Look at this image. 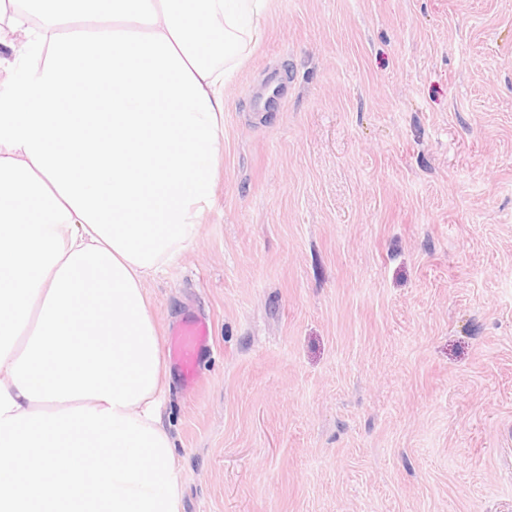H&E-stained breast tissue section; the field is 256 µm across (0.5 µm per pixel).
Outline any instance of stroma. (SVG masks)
<instances>
[{
	"label": "stroma",
	"instance_id": "stroma-1",
	"mask_svg": "<svg viewBox=\"0 0 512 512\" xmlns=\"http://www.w3.org/2000/svg\"><path fill=\"white\" fill-rule=\"evenodd\" d=\"M195 240L183 512H512V0H268ZM280 95L258 110L271 80Z\"/></svg>",
	"mask_w": 512,
	"mask_h": 512
}]
</instances>
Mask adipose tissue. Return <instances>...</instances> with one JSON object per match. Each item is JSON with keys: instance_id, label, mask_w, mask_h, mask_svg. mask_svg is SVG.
I'll return each instance as SVG.
<instances>
[{"instance_id": "obj_1", "label": "adipose tissue", "mask_w": 512, "mask_h": 512, "mask_svg": "<svg viewBox=\"0 0 512 512\" xmlns=\"http://www.w3.org/2000/svg\"><path fill=\"white\" fill-rule=\"evenodd\" d=\"M0 0V512H181L144 285L191 243L267 0Z\"/></svg>"}]
</instances>
